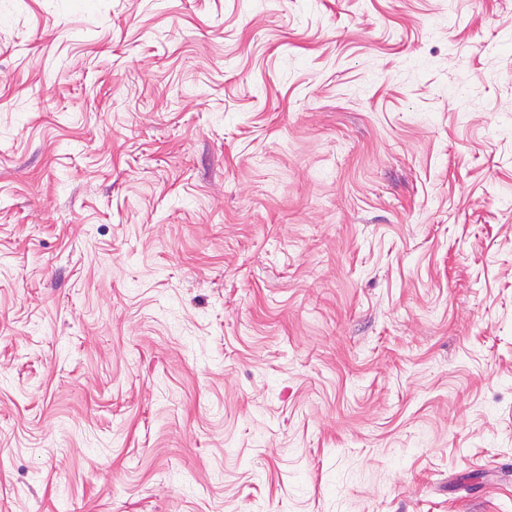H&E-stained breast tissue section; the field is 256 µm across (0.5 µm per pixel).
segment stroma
I'll return each mask as SVG.
<instances>
[{
  "mask_svg": "<svg viewBox=\"0 0 512 512\" xmlns=\"http://www.w3.org/2000/svg\"><path fill=\"white\" fill-rule=\"evenodd\" d=\"M0 512H512V0H0Z\"/></svg>",
  "mask_w": 512,
  "mask_h": 512,
  "instance_id": "obj_1",
  "label": "stroma"
}]
</instances>
